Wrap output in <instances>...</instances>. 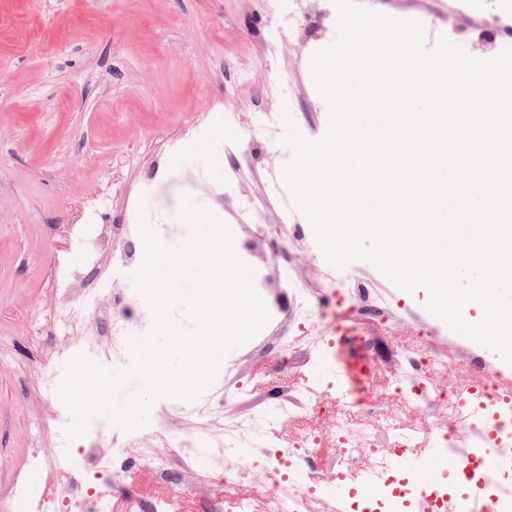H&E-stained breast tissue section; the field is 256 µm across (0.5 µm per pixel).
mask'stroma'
<instances>
[{
    "instance_id": "35a3bbf8",
    "label": "stroma",
    "mask_w": 512,
    "mask_h": 512,
    "mask_svg": "<svg viewBox=\"0 0 512 512\" xmlns=\"http://www.w3.org/2000/svg\"><path fill=\"white\" fill-rule=\"evenodd\" d=\"M369 9L420 20L427 45L439 37L461 44L479 59L512 46V16L493 0L465 8L459 0H360ZM336 9L331 0H303L299 41L271 36L265 0H0V500L29 466L32 449L53 446L46 420L61 402L44 395L42 365L56 345L75 354L99 325L78 311L55 314L59 273L97 236H111L140 195H148L169 224L187 191L233 225L252 266L267 276L266 299L280 311L253 339L231 352L211 390L225 395L213 425L223 433L246 402L238 387L264 378L271 361L289 353L288 385L338 382L319 355L345 329L361 332L358 351L381 362L363 396L408 425L435 421L436 409L405 406L387 387L406 379L402 347L431 342L448 369L427 375L444 387L481 374L512 378V365L452 331L431 315L425 288L406 292L372 264L330 266L307 220L270 191L287 156L264 137L241 143L239 166L226 164L212 181L216 159L235 140L201 146L192 166L178 160L195 123L222 125L236 111L241 126L258 127L267 113L289 106L300 131L323 136L327 109L311 80V54L332 42ZM156 172L152 185L144 176ZM264 204V230L238 223V198ZM288 237L287 261L273 244ZM329 289L325 316L307 313L304 298ZM176 483L157 481L138 468L127 485L146 497H174L177 512H194L211 489L204 472L178 465Z\"/></svg>"
}]
</instances>
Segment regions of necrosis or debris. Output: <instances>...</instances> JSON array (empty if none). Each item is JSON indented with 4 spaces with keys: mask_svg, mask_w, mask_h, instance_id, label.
<instances>
[{
    "mask_svg": "<svg viewBox=\"0 0 512 512\" xmlns=\"http://www.w3.org/2000/svg\"><path fill=\"white\" fill-rule=\"evenodd\" d=\"M61 281L65 286L64 303L93 314L101 326L102 345L94 350V357L112 361L116 366L126 364L127 336L149 328L133 287L125 286L113 293L111 302L105 303L83 288L80 268L66 267ZM506 398V393L487 376L431 393L411 389L406 402L422 399L437 403L448 415L447 422L438 421L417 429L406 426L397 415L376 410L371 402L353 398L344 387H337L334 397L327 400L317 388L306 385L286 394L276 413L257 405L248 408L227 433L225 447L220 450L207 428L216 418L220 404L215 397L203 395L195 402L178 406L181 413L194 419L195 430L180 428L164 408L149 431L126 433L113 429L111 446H100L97 439L89 437L67 456L46 458L32 453L31 475L57 473L65 480L64 491L57 496L34 498L29 494L28 478H24L16 482L13 500L23 505L25 512H173L171 499L123 492V477L133 463L123 449L126 444L136 443L143 452L135 463L148 467L161 482L173 479L169 459L161 454L165 448L172 449L183 462L206 471L213 495L198 502L196 512H253L250 499L237 494L235 487L257 465L266 478L261 490L265 512H359L358 498L333 501L330 485L322 481L319 469L307 465L325 440V433L305 431L297 443L285 448L270 435L272 419L293 422L326 413L335 415L337 452L330 469L351 484L357 483L361 472H368L372 478L381 479L383 495L409 500L418 494L416 480L401 479L394 484L384 480L394 458L408 451H421L422 438L432 436L457 466H464L470 448L479 441L487 408L501 405ZM366 414L373 415V428H360L359 420Z\"/></svg>",
    "mask_w": 512,
    "mask_h": 512,
    "instance_id": "necrosis-or-debris-1",
    "label": "necrosis or debris"
}]
</instances>
